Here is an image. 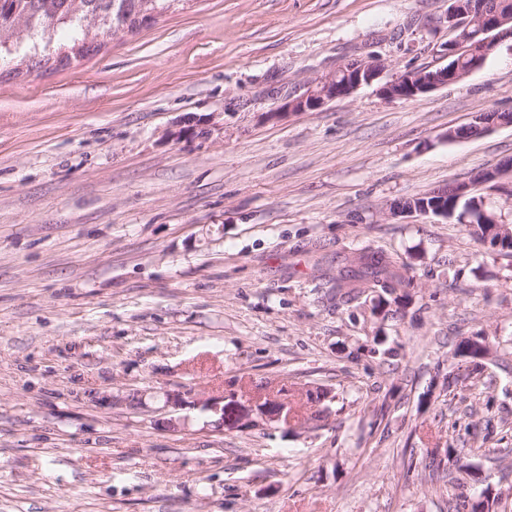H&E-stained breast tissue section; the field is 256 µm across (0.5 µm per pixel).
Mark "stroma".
<instances>
[{"instance_id":"stroma-1","label":"stroma","mask_w":512,"mask_h":512,"mask_svg":"<svg viewBox=\"0 0 512 512\" xmlns=\"http://www.w3.org/2000/svg\"><path fill=\"white\" fill-rule=\"evenodd\" d=\"M447 10L182 0L65 69L0 60V512H448V447L512 512V257L389 212L512 158V125L444 138L512 112V38L412 99L269 116L351 58L444 65ZM363 248L408 264L404 314L324 298ZM477 335L481 381L449 387ZM260 383L290 424L217 430L203 399Z\"/></svg>"}]
</instances>
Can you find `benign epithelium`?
Wrapping results in <instances>:
<instances>
[{"instance_id":"1","label":"benign epithelium","mask_w":512,"mask_h":512,"mask_svg":"<svg viewBox=\"0 0 512 512\" xmlns=\"http://www.w3.org/2000/svg\"><path fill=\"white\" fill-rule=\"evenodd\" d=\"M448 2V13L444 17V22L454 37L443 46V57L446 59L459 54L469 56L473 53V48L469 47L472 40L471 31H482L488 34L512 20V0H502L501 6L505 7V10L498 9L493 12L487 9L484 0H470L466 8L460 7L458 0H448ZM483 65L484 60L477 56L465 71L451 64L437 68L435 74L427 68L409 69L380 84L378 91L385 99H411L419 94L457 82ZM384 70V63L375 56L347 61L328 77L310 85L305 92L284 100L268 113V117L276 118L287 113L319 109L332 101L350 96L362 85H370L379 80ZM507 172L509 169L503 166L494 170H482L476 172L468 182L435 189L424 195V198H430L432 202L419 205L418 214L431 213L446 217L448 216V196L451 195L460 200L469 195L473 187L496 183ZM207 406L219 416L216 427L221 431L226 428H237L245 422L253 423V411H242L233 394L226 396V402L223 404L212 400L207 403Z\"/></svg>"}]
</instances>
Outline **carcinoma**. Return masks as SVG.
Returning <instances> with one entry per match:
<instances>
[{
    "label": "carcinoma",
    "instance_id": "obj_1",
    "mask_svg": "<svg viewBox=\"0 0 512 512\" xmlns=\"http://www.w3.org/2000/svg\"><path fill=\"white\" fill-rule=\"evenodd\" d=\"M180 2L182 0H0V56L23 50L29 54L31 62L63 68L100 51L99 38L120 28L136 33ZM60 28L75 33L73 44L65 50L53 45ZM409 286L406 265L400 257L372 249H363L354 256L353 269L330 276L323 283L324 296L333 305L351 306L366 288L377 301L374 309L381 312L393 303L407 306ZM472 342L482 346V351L476 350L467 356L472 371L462 376L454 369H448V386L466 379L472 383L480 380L482 360L490 355L485 337H464L457 350H463ZM445 452L455 467V472H448V483L463 474L472 480H481L479 468L454 455L455 449L447 448ZM448 512L493 510L492 506L462 493L448 501Z\"/></svg>",
    "mask_w": 512,
    "mask_h": 512
}]
</instances>
